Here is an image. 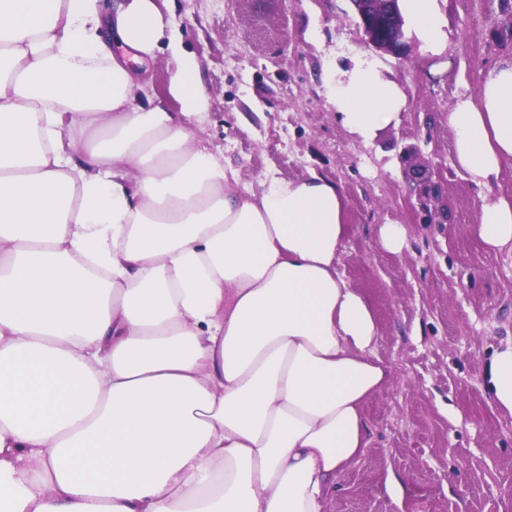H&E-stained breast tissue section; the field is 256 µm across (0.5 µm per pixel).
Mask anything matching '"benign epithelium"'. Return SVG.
Instances as JSON below:
<instances>
[{
  "mask_svg": "<svg viewBox=\"0 0 512 512\" xmlns=\"http://www.w3.org/2000/svg\"><path fill=\"white\" fill-rule=\"evenodd\" d=\"M359 18L365 43L396 58L406 55L408 45L404 38V21L397 7V0H350ZM412 179L420 186L418 199L427 209L429 204L443 195L441 181H433L427 175L428 162L419 152L407 151Z\"/></svg>",
  "mask_w": 512,
  "mask_h": 512,
  "instance_id": "1",
  "label": "benign epithelium"
}]
</instances>
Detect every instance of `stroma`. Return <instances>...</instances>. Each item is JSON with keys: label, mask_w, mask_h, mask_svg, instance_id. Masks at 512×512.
Masks as SVG:
<instances>
[{"label": "stroma", "mask_w": 512, "mask_h": 512, "mask_svg": "<svg viewBox=\"0 0 512 512\" xmlns=\"http://www.w3.org/2000/svg\"><path fill=\"white\" fill-rule=\"evenodd\" d=\"M448 37L427 53L406 27L403 58L368 48L349 0H169L162 7L198 60L205 135L240 172L340 183L349 233L339 274L366 296L390 385L365 407L370 444L337 478L327 512H512V413L487 388L495 350L512 342V250L471 231L486 190L454 160L448 111L485 71L512 58V0H438ZM382 64L407 97L402 121L358 142L329 104L327 69ZM418 148L446 185L434 224L403 155ZM383 224L407 230L384 250Z\"/></svg>", "instance_id": "35a3bbf8"}]
</instances>
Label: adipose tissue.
<instances>
[{
  "instance_id": "obj_1",
  "label": "adipose tissue",
  "mask_w": 512,
  "mask_h": 512,
  "mask_svg": "<svg viewBox=\"0 0 512 512\" xmlns=\"http://www.w3.org/2000/svg\"><path fill=\"white\" fill-rule=\"evenodd\" d=\"M399 7L441 53L437 0ZM163 49L175 112L135 102ZM202 85L156 0H0V512H325L369 445L391 369L337 270L343 191L241 190ZM327 96L364 144L406 108L372 61ZM448 128L475 185L512 166V59ZM472 232L512 248V195ZM489 388L512 412V343Z\"/></svg>"
}]
</instances>
